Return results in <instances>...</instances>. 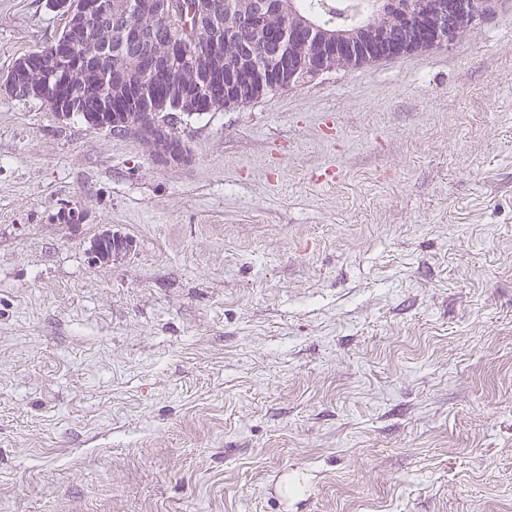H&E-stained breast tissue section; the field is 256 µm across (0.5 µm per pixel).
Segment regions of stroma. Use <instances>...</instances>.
<instances>
[{
  "label": "stroma",
  "mask_w": 512,
  "mask_h": 512,
  "mask_svg": "<svg viewBox=\"0 0 512 512\" xmlns=\"http://www.w3.org/2000/svg\"><path fill=\"white\" fill-rule=\"evenodd\" d=\"M175 133L0 90V512H512V0Z\"/></svg>",
  "instance_id": "1"
}]
</instances>
